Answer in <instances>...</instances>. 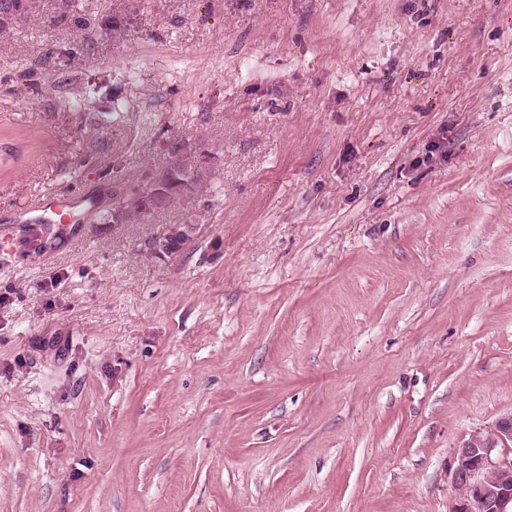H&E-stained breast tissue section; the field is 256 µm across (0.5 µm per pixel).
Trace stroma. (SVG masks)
Instances as JSON below:
<instances>
[{
  "label": "stroma",
  "mask_w": 512,
  "mask_h": 512,
  "mask_svg": "<svg viewBox=\"0 0 512 512\" xmlns=\"http://www.w3.org/2000/svg\"><path fill=\"white\" fill-rule=\"evenodd\" d=\"M76 2L0 30V512H448L512 411V0ZM197 161L191 157H181L173 161L144 188H134L129 194L112 191V198L123 205L122 213L127 218L137 217L154 210L166 208L176 197L194 194L204 185L201 178L194 177ZM86 205H90L89 210L93 209L91 203L80 195L55 190L43 194L39 198L37 206L32 207L30 212H49L52 216L50 221L62 223L66 217L72 215L75 208ZM195 231V225L192 224H179L174 227L166 236L157 239L153 243V251L155 254L166 255L176 252L177 243L180 247L191 237ZM169 239H165V238Z\"/></svg>",
  "instance_id": "obj_1"
}]
</instances>
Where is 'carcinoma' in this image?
<instances>
[{"label":"carcinoma","instance_id":"carcinoma-1","mask_svg":"<svg viewBox=\"0 0 512 512\" xmlns=\"http://www.w3.org/2000/svg\"><path fill=\"white\" fill-rule=\"evenodd\" d=\"M25 13L24 0H0V27ZM197 161L182 157L170 163L144 188H135L129 194L112 192L116 202L123 205L128 218L166 208L176 197L194 194L202 188L201 178L193 175Z\"/></svg>","mask_w":512,"mask_h":512}]
</instances>
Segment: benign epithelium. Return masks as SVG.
I'll return each instance as SVG.
<instances>
[{
  "label": "benign epithelium",
  "mask_w": 512,
  "mask_h": 512,
  "mask_svg": "<svg viewBox=\"0 0 512 512\" xmlns=\"http://www.w3.org/2000/svg\"><path fill=\"white\" fill-rule=\"evenodd\" d=\"M195 231L179 224L153 243L159 255L173 254ZM452 480L458 496L449 512H512V412L466 434L454 454Z\"/></svg>",
  "instance_id": "7a95c632"
}]
</instances>
